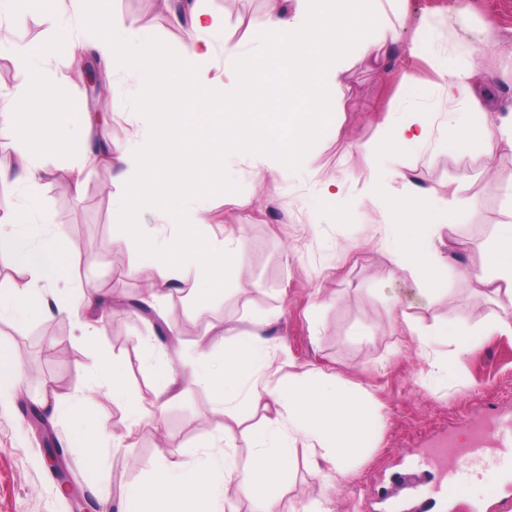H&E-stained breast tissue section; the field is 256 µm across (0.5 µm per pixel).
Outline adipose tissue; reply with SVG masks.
Listing matches in <instances>:
<instances>
[{
    "label": "adipose tissue",
    "instance_id": "1",
    "mask_svg": "<svg viewBox=\"0 0 512 512\" xmlns=\"http://www.w3.org/2000/svg\"><path fill=\"white\" fill-rule=\"evenodd\" d=\"M161 6L186 34L167 74H160L158 55L149 37L140 36L138 25L116 26L98 12L87 18L75 43L106 75L133 76L138 109L155 118L151 141L114 155L111 141L99 134L104 113L64 110L60 88L44 67L46 59L60 53L58 43L38 55L17 48L20 81L9 99L0 101V117L20 123L15 142L19 163H0L1 183L15 176L36 189L72 127L78 131L82 151L67 169L71 189L81 191L86 163L118 166V177L126 184L120 200L121 228L126 239L136 242L139 266L150 275L153 288L144 303L153 310L159 307L160 293L175 289L186 277L214 290L236 280L246 241L231 232L221 244L194 246L185 234L166 236L140 224L141 212L158 211L164 223L171 225L186 218L195 225L207 223V216L186 212L198 183L184 178L183 169L205 172L215 157H234L272 141L284 147L289 162L299 161L335 109L336 88L350 62L388 59L401 40L399 30L383 17L382 0H275L266 27L277 57L252 67L241 63V42L225 32L223 22L203 7L202 0H161ZM219 51L225 64L218 79L210 72ZM470 52V46L460 43L436 62L447 102L463 98L469 103L468 111L449 113L441 144L463 149L476 140L490 156L502 148L512 150V110L498 124L486 122L488 103L480 91L486 75L459 62ZM263 74L287 78L297 91L275 127L268 126L261 113L248 110L251 89ZM218 107L248 111L249 119L244 123L215 120L213 111ZM190 124L196 135L185 147L176 134ZM427 134V124L411 118L369 140L364 149L372 176L381 175V156L418 149ZM457 220L456 212L433 186L409 184L405 196L389 203L383 251L392 264L418 275L428 302L439 299L445 284L434 232ZM0 253L8 254L28 277L27 282L0 293L1 321L72 313L62 290L70 277L69 247L52 232L35 201L0 211ZM478 280L490 286L503 309L491 317L490 329L511 335L512 316L505 310L512 308V224L497 226L484 249ZM268 325V317L254 318L250 331L225 346L219 366L206 365L188 375L189 381L213 392L218 410L228 417H236L246 402L274 405V417L252 433L255 453L247 470H239L228 452L203 454L194 465L171 464L157 470L127 498L125 512H208L210 500L219 494L259 499L274 507L282 479L295 460L290 439L294 433L310 440L314 461L343 476L353 473L368 455L377 422L372 396L354 389L337 373L310 371L285 380L271 379L273 344L267 336ZM416 340L423 351L448 341L465 355L480 346L482 337L462 326L452 331L439 323L430 332L417 333ZM88 378L91 388L129 406L133 420L149 416V409L135 403L119 362L94 360Z\"/></svg>",
    "mask_w": 512,
    "mask_h": 512
}]
</instances>
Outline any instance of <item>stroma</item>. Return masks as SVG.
Here are the masks:
<instances>
[{
    "mask_svg": "<svg viewBox=\"0 0 512 512\" xmlns=\"http://www.w3.org/2000/svg\"><path fill=\"white\" fill-rule=\"evenodd\" d=\"M204 5L244 41L250 57L264 59L272 52L265 26L269 0H204ZM104 9L114 21L135 20L148 28L160 53L177 49L184 38L159 0H106ZM384 10L401 33V47L384 65L358 62L347 71L340 109L299 163L277 158L270 148L229 163L214 159V174L189 203L210 219L195 235L218 244L229 230L240 231L247 240L243 270L223 289L198 292L189 281L164 300L166 322L180 324L183 333L169 360L186 374L206 358H221L223 348L201 349L202 326L242 333L250 330L253 314L264 312L273 320V366L279 375L313 368L337 372L377 400V446L353 475L319 481L306 441L296 439L297 458L278 491L277 512H299L318 502L333 512H406L414 502L400 480L409 473L421 477L427 512H512V477L500 480L496 495L451 501L436 493L422 461L424 449L437 438L467 441L473 418L512 421V335L484 332L481 347L455 360L447 377L429 388L422 378L453 347L421 352L405 326L410 320L426 330L444 321L453 328L462 320L469 329L484 331L486 317L500 313L487 288L459 272L482 267V244L497 225L512 223V152L490 157L477 142L439 150L430 140L388 156L383 167L395 176L376 188L363 149L382 129L413 116L430 123L445 109L434 57L448 55L460 42L472 45V62L494 75L492 98L512 104V0H389ZM9 24L17 41L34 50L57 35L49 9L31 11L27 0H17ZM424 26L432 50L410 55L405 45ZM73 63V57L59 56L49 65L64 100L91 109L99 100H117L101 133L115 148L135 146L152 116L133 113V78L117 73L93 95L82 79L71 76ZM408 74L419 80V88L406 85ZM329 181L338 185L331 197L323 194ZM410 181L446 189L449 207L465 216L435 240L448 281L446 293L431 304L416 276L391 264L381 247L383 203L404 195ZM121 193L115 171L99 163L87 169L81 192L69 188L59 168L41 181L37 198L53 230L69 243L71 287L93 283L134 299L149 291L150 281L137 272L138 250L119 229L115 201ZM272 196L278 204L270 208L266 201ZM107 316L93 337L83 334L74 316L0 323V344L20 372L33 364L40 368L37 393L88 391L89 411L108 426L105 437L90 432L76 441L68 408L50 418L55 436L66 443L63 461L78 492L94 497L109 487L107 512H122L126 497L154 469L192 460L222 435L232 439L240 467H247L254 453L251 432L273 415V406L243 408L234 420L217 411L209 390L186 384L161 416L134 424L124 405L89 391L86 368L93 351L101 350L124 364L135 399L148 408L157 401L153 370L138 342L149 327L118 303ZM22 397L18 391L0 400V512H68L54 477L38 463L42 442L28 423ZM88 440L102 448L93 473L81 462Z\"/></svg>",
    "mask_w": 512,
    "mask_h": 512,
    "instance_id": "stroma-1",
    "label": "stroma"
}]
</instances>
